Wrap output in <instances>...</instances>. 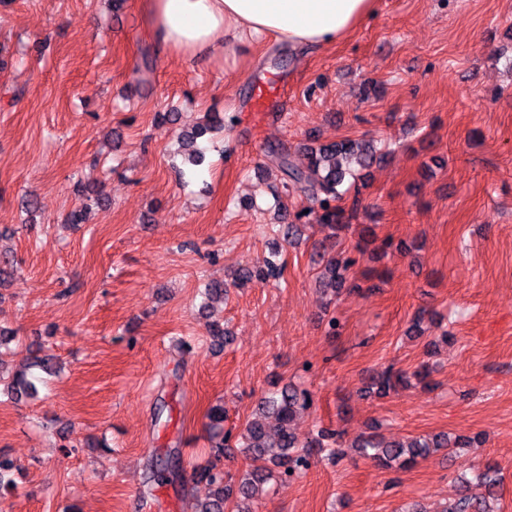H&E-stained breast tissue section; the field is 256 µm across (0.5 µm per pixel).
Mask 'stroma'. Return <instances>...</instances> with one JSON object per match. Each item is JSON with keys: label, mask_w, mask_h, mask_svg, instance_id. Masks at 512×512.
I'll return each mask as SVG.
<instances>
[{"label": "stroma", "mask_w": 512, "mask_h": 512, "mask_svg": "<svg viewBox=\"0 0 512 512\" xmlns=\"http://www.w3.org/2000/svg\"><path fill=\"white\" fill-rule=\"evenodd\" d=\"M224 47L230 59L164 51L142 0L0 5V254L16 262L0 284V361L63 364L34 397L0 396V454L20 469L0 512H194L210 492L191 477L215 458L209 410L240 432L275 381L313 395L291 424L301 445L321 426L484 440L399 471L316 450L256 512H440L457 481L484 495L488 464L502 475L495 512H512V0H379L331 47ZM268 79L288 93L259 112ZM210 112L224 130L187 174L179 133ZM310 136L372 139L384 155L357 175L359 216L337 238L266 154ZM25 193L37 210L21 209ZM279 200L305 215L292 245ZM275 247L281 283L201 309L207 282ZM341 252L357 262L331 299L322 258ZM216 323L233 336L220 350ZM423 365L433 389L366 390L382 368ZM168 455L182 478L150 482Z\"/></svg>", "instance_id": "stroma-1"}]
</instances>
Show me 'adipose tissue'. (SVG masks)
Returning <instances> with one entry per match:
<instances>
[{"label":"adipose tissue","instance_id":"adipose-tissue-1","mask_svg":"<svg viewBox=\"0 0 512 512\" xmlns=\"http://www.w3.org/2000/svg\"><path fill=\"white\" fill-rule=\"evenodd\" d=\"M151 36L186 60L224 54V37L327 47L373 15L377 0H145Z\"/></svg>","mask_w":512,"mask_h":512}]
</instances>
